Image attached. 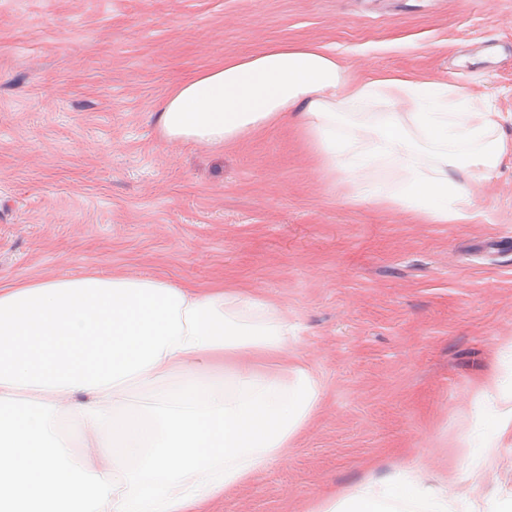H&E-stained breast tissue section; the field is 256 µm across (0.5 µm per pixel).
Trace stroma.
Returning <instances> with one entry per match:
<instances>
[{
	"instance_id": "35a3bbf8",
	"label": "stroma",
	"mask_w": 512,
	"mask_h": 512,
	"mask_svg": "<svg viewBox=\"0 0 512 512\" xmlns=\"http://www.w3.org/2000/svg\"><path fill=\"white\" fill-rule=\"evenodd\" d=\"M279 43L350 79L452 83L512 140V0H0V278L156 274L247 288L299 326L283 354L321 386L277 464L215 512H316L373 482L512 492V447L462 443L512 365V152L472 185L480 219L430 224L357 195L296 123L214 150L153 124L184 78Z\"/></svg>"
}]
</instances>
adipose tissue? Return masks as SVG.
I'll list each match as a JSON object with an SVG mask.
<instances>
[{
    "mask_svg": "<svg viewBox=\"0 0 512 512\" xmlns=\"http://www.w3.org/2000/svg\"><path fill=\"white\" fill-rule=\"evenodd\" d=\"M413 103L410 112L391 106ZM388 104L366 134H336L340 112ZM295 118L328 168L359 171L389 160L396 187L363 184V198L424 214L429 223L477 219L456 168L490 178L507 151L501 115L452 84L376 77L348 83L335 55L275 44L183 79L154 115L169 142L217 150ZM297 326L257 294L179 285L157 275L89 272L0 281V512H203L227 489L268 470L320 401L303 367L242 365L223 383L205 373L224 355L278 358ZM486 403L491 457L512 442V389L493 382ZM74 418L100 450L73 449ZM452 512L431 490L365 485L318 512Z\"/></svg>",
    "mask_w": 512,
    "mask_h": 512,
    "instance_id": "ef3b65f1",
    "label": "adipose tissue"
}]
</instances>
